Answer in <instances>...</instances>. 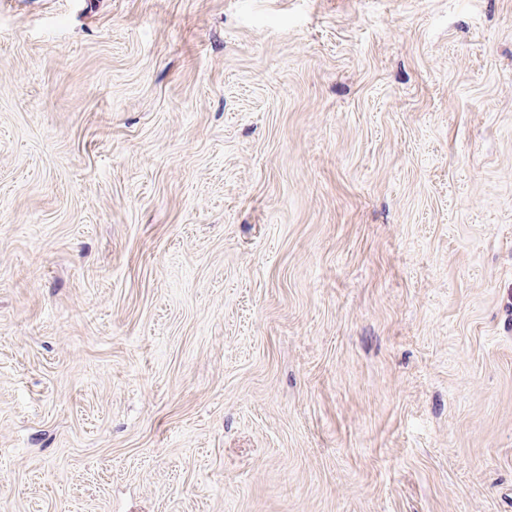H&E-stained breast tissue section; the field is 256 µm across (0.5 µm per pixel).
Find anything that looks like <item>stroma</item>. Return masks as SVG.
<instances>
[{"instance_id":"stroma-1","label":"stroma","mask_w":512,"mask_h":512,"mask_svg":"<svg viewBox=\"0 0 512 512\" xmlns=\"http://www.w3.org/2000/svg\"><path fill=\"white\" fill-rule=\"evenodd\" d=\"M0 512H512V0H0Z\"/></svg>"}]
</instances>
